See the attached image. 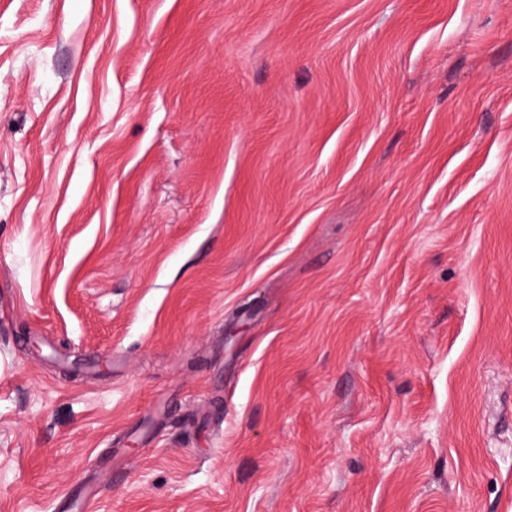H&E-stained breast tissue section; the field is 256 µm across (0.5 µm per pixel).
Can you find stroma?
<instances>
[{
	"mask_svg": "<svg viewBox=\"0 0 512 512\" xmlns=\"http://www.w3.org/2000/svg\"><path fill=\"white\" fill-rule=\"evenodd\" d=\"M89 483L512 512V0H0V512Z\"/></svg>",
	"mask_w": 512,
	"mask_h": 512,
	"instance_id": "obj_1",
	"label": "stroma"
}]
</instances>
